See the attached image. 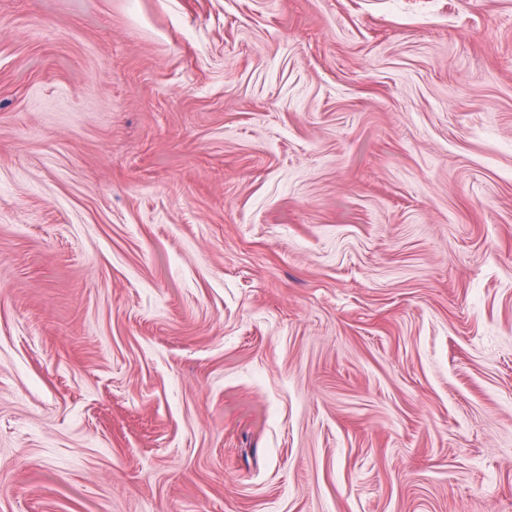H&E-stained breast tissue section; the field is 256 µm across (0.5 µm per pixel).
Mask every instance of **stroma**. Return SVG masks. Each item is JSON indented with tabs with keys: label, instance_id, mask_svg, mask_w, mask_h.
<instances>
[{
	"label": "stroma",
	"instance_id": "35a3bbf8",
	"mask_svg": "<svg viewBox=\"0 0 512 512\" xmlns=\"http://www.w3.org/2000/svg\"><path fill=\"white\" fill-rule=\"evenodd\" d=\"M0 512H512V0H0Z\"/></svg>",
	"mask_w": 512,
	"mask_h": 512
}]
</instances>
